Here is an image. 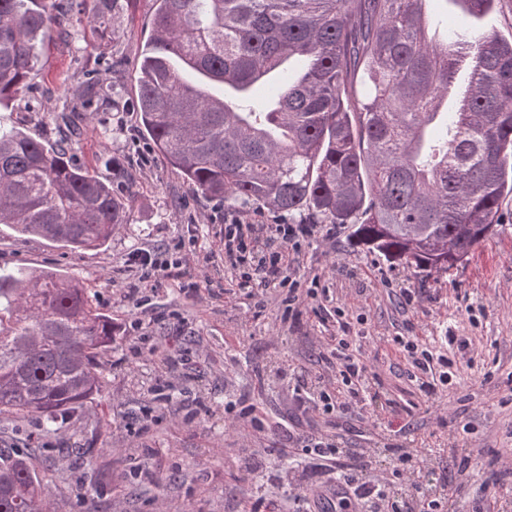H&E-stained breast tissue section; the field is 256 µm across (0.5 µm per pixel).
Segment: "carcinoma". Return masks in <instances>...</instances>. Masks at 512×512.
Segmentation results:
<instances>
[{"instance_id": "cac0c4a2", "label": "carcinoma", "mask_w": 512, "mask_h": 512, "mask_svg": "<svg viewBox=\"0 0 512 512\" xmlns=\"http://www.w3.org/2000/svg\"><path fill=\"white\" fill-rule=\"evenodd\" d=\"M141 54L139 123L198 193L355 224L385 258L446 274L499 223L512 197V39L429 36L432 0H154ZM474 16L501 0H454ZM128 0H0V104L26 96L55 25L73 10L100 47L121 37ZM467 83L456 89L459 71ZM280 84L244 111L211 95ZM81 110L114 86L85 73ZM68 142L0 126V224L74 251L130 223L132 199L73 163ZM119 327L80 282L0 274V415L31 418L44 442L86 418ZM58 484L32 449L0 452V512H49Z\"/></svg>"}]
</instances>
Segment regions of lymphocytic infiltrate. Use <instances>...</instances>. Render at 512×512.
<instances>
[{"instance_id": "1", "label": "lymphocytic infiltrate", "mask_w": 512, "mask_h": 512, "mask_svg": "<svg viewBox=\"0 0 512 512\" xmlns=\"http://www.w3.org/2000/svg\"><path fill=\"white\" fill-rule=\"evenodd\" d=\"M314 225L311 224H253L235 222L224 227V267L241 280L242 285L260 282L266 285H287V302L302 305L306 298L299 289L298 282H287L284 271L288 266V252L298 249L306 239L313 236ZM128 271L134 273L138 285L129 289L128 298L133 304H140L138 287L158 281L160 274L168 265L159 258L154 249H140L130 254L125 260ZM353 342L349 336L329 337L328 343L340 362L339 382L325 378L316 381V397L299 398L298 404L307 411H332L344 409L351 400L358 398L365 389L366 368L349 355L348 349ZM468 343L454 335L445 336L441 344L421 345L417 340L406 339L402 342L413 368L420 371L421 390L426 395H434L439 385L448 384L451 376L448 372L452 359L448 351L465 350ZM443 368L438 381L427 378L433 364ZM305 453L331 459L336 466V505L323 508L322 512H345L350 502H357L360 512H403L404 506L386 494L383 485L359 481L356 476L357 464L353 458L344 456L335 440L325 436L314 441L305 442ZM426 458L418 454H402L399 464L391 472L394 480L408 483L420 500V512H447V503L442 496L423 490L418 477L427 468Z\"/></svg>"}]
</instances>
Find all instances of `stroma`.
Instances as JSON below:
<instances>
[{
  "label": "stroma",
  "instance_id": "1",
  "mask_svg": "<svg viewBox=\"0 0 512 512\" xmlns=\"http://www.w3.org/2000/svg\"><path fill=\"white\" fill-rule=\"evenodd\" d=\"M432 8L444 26L512 36V0L479 20L452 0ZM154 9L152 0H130L124 36L104 54L82 25L72 38L50 36L29 94L0 104V124L58 141L69 133L62 110L82 97L86 67L102 54L116 63L118 105L84 114L72 156L133 194L131 223L106 247L80 254L0 224V272L77 278L121 328L103 356V392L90 417L51 439L45 467L64 478L54 512H251L257 502L264 512H312L314 461L284 455L289 434L320 431L358 457L359 480L384 484L390 498L412 494L389 480L398 449L431 448L421 481L447 497L450 512H497L494 500L512 501V201L487 240L440 278L355 246L352 226L319 231L289 257L290 276L316 296L288 314L285 289L243 288L224 271L225 225L280 224L283 216L204 198L139 127L137 70ZM141 248L168 250L178 265L136 307L124 261ZM449 330L469 348L457 354L450 383L429 397L396 339L429 341ZM331 336L353 337L371 394L337 416L303 412L295 386L336 372ZM228 402L256 406L265 430L225 426ZM87 443L95 452L82 482L69 452ZM94 480L107 483V495H90Z\"/></svg>",
  "mask_w": 512,
  "mask_h": 512
}]
</instances>
